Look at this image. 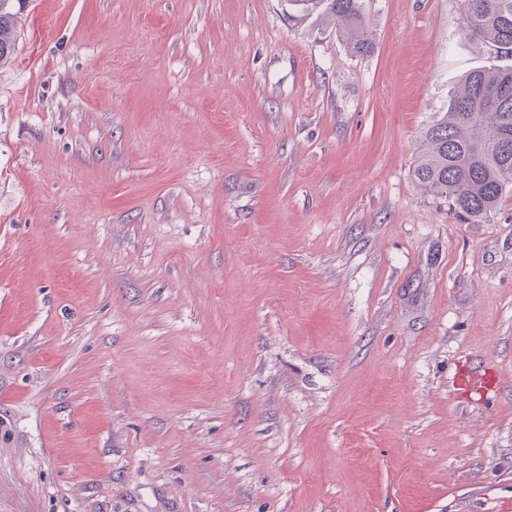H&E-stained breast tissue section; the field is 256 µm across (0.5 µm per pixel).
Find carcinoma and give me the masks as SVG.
<instances>
[{"label":"carcinoma","instance_id":"cac0c4a2","mask_svg":"<svg viewBox=\"0 0 512 512\" xmlns=\"http://www.w3.org/2000/svg\"><path fill=\"white\" fill-rule=\"evenodd\" d=\"M0 0V65L17 47L18 13ZM309 12L324 11L346 32L352 49L373 48L374 30L365 0H291ZM466 35L480 40L496 57L512 58V0H462ZM425 151L412 169L425 192L448 199L464 224L489 221L502 197L512 192V66L471 71L454 94L448 112L423 132Z\"/></svg>","mask_w":512,"mask_h":512}]
</instances>
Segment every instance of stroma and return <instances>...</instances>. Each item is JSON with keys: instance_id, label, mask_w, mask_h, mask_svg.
I'll list each match as a JSON object with an SVG mask.
<instances>
[{"instance_id": "stroma-1", "label": "stroma", "mask_w": 512, "mask_h": 512, "mask_svg": "<svg viewBox=\"0 0 512 512\" xmlns=\"http://www.w3.org/2000/svg\"><path fill=\"white\" fill-rule=\"evenodd\" d=\"M29 0L0 67V512L512 498V193L412 168L461 0ZM459 371L499 375L485 394ZM303 11L324 7V11L336 25L346 32L350 46L356 53L366 54L373 48L374 30L367 14L364 0H291Z\"/></svg>"}]
</instances>
